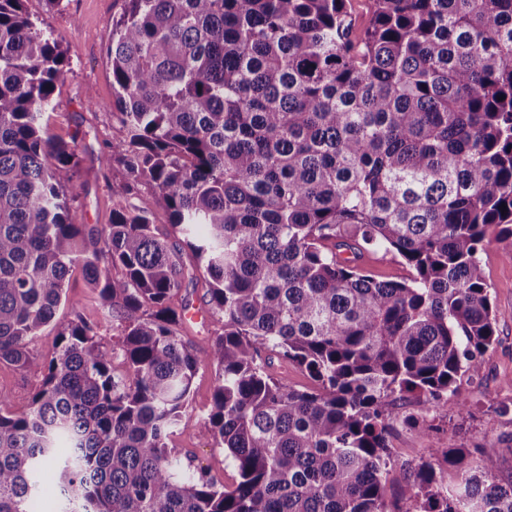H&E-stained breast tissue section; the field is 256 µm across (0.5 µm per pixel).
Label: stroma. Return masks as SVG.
Here are the masks:
<instances>
[{
  "label": "stroma",
  "mask_w": 512,
  "mask_h": 512,
  "mask_svg": "<svg viewBox=\"0 0 512 512\" xmlns=\"http://www.w3.org/2000/svg\"><path fill=\"white\" fill-rule=\"evenodd\" d=\"M123 6V0H61L53 9L47 8L44 0L25 2L37 27L53 34L69 61L42 124L50 134L78 144L79 172L66 188L78 222L94 231L112 221V184L120 177L116 169L103 162L102 154L119 135L112 119L114 93L106 48L112 38V21L119 17ZM506 248V243L494 240L481 255L495 313L496 342L484 355L481 376L462 377L457 385L458 398L467 404L465 416L452 410L447 417H439L427 402L409 396L402 403V411L416 417L418 423L409 426L393 421V468L426 460L436 445L464 447L498 456L499 479L512 478V262L504 257ZM68 293L80 298V308L75 311L70 305L60 306L53 326L45 330L35 347L38 357L53 354L58 327L77 313L101 322L102 340H110L113 335L111 324L105 321L106 306L97 291L88 288L81 273L71 276ZM214 379L213 367H200L193 380L190 404L169 445L191 457L194 466L208 472L218 484L230 485L237 478L230 458L201 433L203 418L212 404ZM40 384V376L0 363V390L8 394L11 412L27 411Z\"/></svg>",
  "instance_id": "1"
}]
</instances>
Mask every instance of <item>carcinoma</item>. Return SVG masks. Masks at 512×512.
Wrapping results in <instances>:
<instances>
[{
	"label": "carcinoma",
	"mask_w": 512,
	"mask_h": 512,
	"mask_svg": "<svg viewBox=\"0 0 512 512\" xmlns=\"http://www.w3.org/2000/svg\"><path fill=\"white\" fill-rule=\"evenodd\" d=\"M24 2L0 0V363L42 382L20 414L0 392V512H30L46 468L59 512H391L390 483L416 512H512L490 455L387 468L391 422L416 423L397 402L448 416L496 342L480 255L512 241V0H372L357 36L348 0H124L97 236L61 181L77 144L41 124L65 54ZM142 183L170 229L130 202ZM379 251L413 274L376 280ZM76 269L117 341L77 314L39 359ZM194 281L219 324L202 353ZM205 363L231 486L168 446ZM272 373L278 379H281L289 384L295 385L298 388L307 387L312 385V381L306 375L301 373L293 365L277 360H274Z\"/></svg>",
	"instance_id": "1"
}]
</instances>
